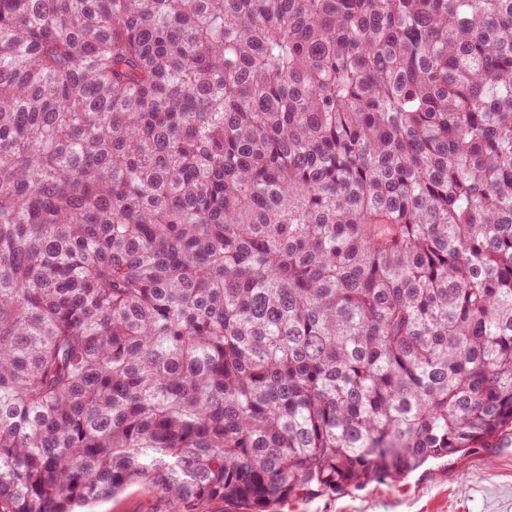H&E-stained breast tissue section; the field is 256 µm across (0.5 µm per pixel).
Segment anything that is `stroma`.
<instances>
[{
	"instance_id": "1",
	"label": "stroma",
	"mask_w": 512,
	"mask_h": 512,
	"mask_svg": "<svg viewBox=\"0 0 512 512\" xmlns=\"http://www.w3.org/2000/svg\"><path fill=\"white\" fill-rule=\"evenodd\" d=\"M155 489L129 485L89 512H167ZM275 512H512V445L474 449L463 462L431 461L397 482L319 498L296 497Z\"/></svg>"
}]
</instances>
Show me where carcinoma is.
Wrapping results in <instances>:
<instances>
[{"mask_svg": "<svg viewBox=\"0 0 512 512\" xmlns=\"http://www.w3.org/2000/svg\"><path fill=\"white\" fill-rule=\"evenodd\" d=\"M511 431L512 0H0V512Z\"/></svg>", "mask_w": 512, "mask_h": 512, "instance_id": "1", "label": "carcinoma"}]
</instances>
